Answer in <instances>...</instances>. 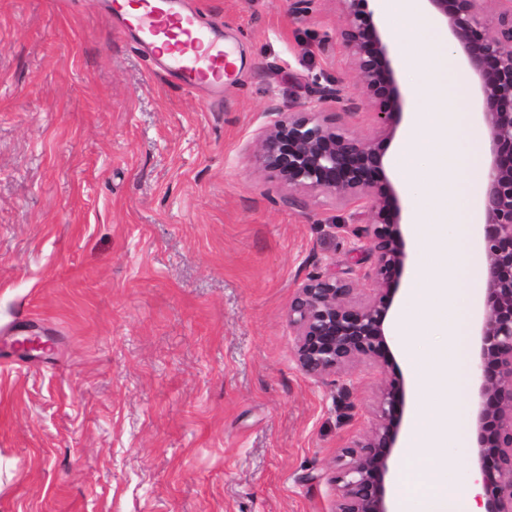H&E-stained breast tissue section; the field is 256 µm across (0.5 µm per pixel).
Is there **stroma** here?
Returning a JSON list of instances; mask_svg holds the SVG:
<instances>
[{"label":"stroma","instance_id":"obj_1","mask_svg":"<svg viewBox=\"0 0 512 512\" xmlns=\"http://www.w3.org/2000/svg\"><path fill=\"white\" fill-rule=\"evenodd\" d=\"M196 2L238 55L215 102L105 0H0V512H334L342 448L386 380L413 392L406 349H437L396 335L387 369L302 371L297 285L375 258L365 216L280 185L255 142L286 105L369 138L379 106L338 0ZM337 79L343 103L307 91ZM448 466L475 470L429 448L391 481Z\"/></svg>","mask_w":512,"mask_h":512}]
</instances>
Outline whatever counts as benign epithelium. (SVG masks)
Here are the masks:
<instances>
[{"label": "benign epithelium", "instance_id": "benign-epithelium-1", "mask_svg": "<svg viewBox=\"0 0 512 512\" xmlns=\"http://www.w3.org/2000/svg\"><path fill=\"white\" fill-rule=\"evenodd\" d=\"M493 2V12L487 11ZM346 25L340 36L359 82L383 109L378 131L361 139L291 106L273 109L256 153L270 177L291 191L320 193L368 213L353 231L368 239L376 289L356 296L364 276L352 267L340 278L325 271L298 284L288 321L297 336L296 358L315 378L340 374L358 362L381 368L390 357V309L408 259L402 207L384 168V142L404 109L391 43L374 21L369 0H338ZM433 8L474 77L489 141L482 241L485 300L475 326L472 364L476 383L475 462L487 512H512V0H425ZM322 101L346 100L341 80L316 84ZM403 380L382 389L371 431L342 449L334 482L335 512H391L386 479L401 449Z\"/></svg>", "mask_w": 512, "mask_h": 512}]
</instances>
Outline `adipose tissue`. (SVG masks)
<instances>
[{
    "label": "adipose tissue",
    "instance_id": "1",
    "mask_svg": "<svg viewBox=\"0 0 512 512\" xmlns=\"http://www.w3.org/2000/svg\"><path fill=\"white\" fill-rule=\"evenodd\" d=\"M480 488L474 482H461L455 470L428 481L419 498H412L407 486H399L396 512H480L476 495Z\"/></svg>",
    "mask_w": 512,
    "mask_h": 512
}]
</instances>
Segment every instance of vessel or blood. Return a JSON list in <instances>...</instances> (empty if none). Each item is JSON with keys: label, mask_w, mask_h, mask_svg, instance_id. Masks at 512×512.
I'll use <instances>...</instances> for the list:
<instances>
[{"label": "vessel or blood", "mask_w": 512, "mask_h": 512, "mask_svg": "<svg viewBox=\"0 0 512 512\" xmlns=\"http://www.w3.org/2000/svg\"><path fill=\"white\" fill-rule=\"evenodd\" d=\"M113 13L124 16L139 42L153 48L167 44L168 59L152 58L153 68L171 72L186 86L222 88L232 68L222 44L212 40L196 9L172 10L167 0H112Z\"/></svg>", "instance_id": "vessel-or-blood-1"}]
</instances>
